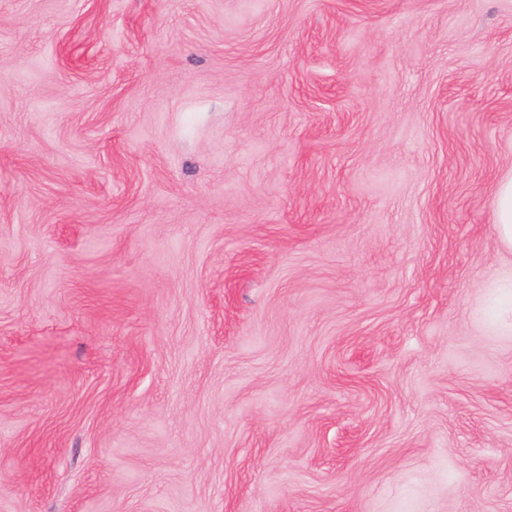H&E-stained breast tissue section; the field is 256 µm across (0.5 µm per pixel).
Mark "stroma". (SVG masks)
<instances>
[{
    "instance_id": "stroma-1",
    "label": "stroma",
    "mask_w": 512,
    "mask_h": 512,
    "mask_svg": "<svg viewBox=\"0 0 512 512\" xmlns=\"http://www.w3.org/2000/svg\"><path fill=\"white\" fill-rule=\"evenodd\" d=\"M512 0H0V512H512ZM493 212L497 242L512 252V171L503 174L496 184ZM496 294L491 298L493 303L494 315L497 324L508 333L512 334V271L507 276L503 277L497 285Z\"/></svg>"
}]
</instances>
